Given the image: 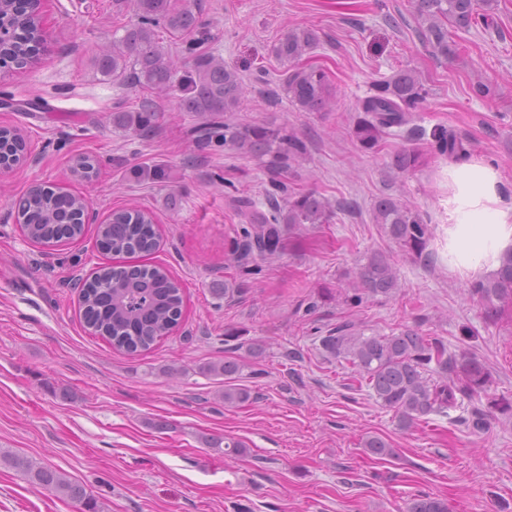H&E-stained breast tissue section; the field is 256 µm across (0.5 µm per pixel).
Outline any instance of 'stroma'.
<instances>
[{"mask_svg": "<svg viewBox=\"0 0 512 512\" xmlns=\"http://www.w3.org/2000/svg\"><path fill=\"white\" fill-rule=\"evenodd\" d=\"M212 49L235 67L244 95L232 124L283 128L306 145L287 173L224 146L200 152L188 139L193 113L177 97L157 100L154 135L143 139L112 123L138 109L149 90L121 85L96 68L101 46L135 20L131 0H41L39 63L1 70L0 93L43 100L42 112L0 107V127L25 138L23 165L0 169V450L64 472L105 512H406L414 495L448 502V512H512V305L488 313L472 278L448 268L439 181L447 157L431 132L442 127L471 142L473 154L512 183V0H498L486 22L452 33L458 51L436 56L417 31L413 0H198ZM311 28L319 44L304 65L324 69L336 90L329 110L301 112L284 91L286 67L272 48L292 28ZM415 70L428 91L414 121L391 129L381 151L361 150L356 108L376 81ZM417 166L390 176L395 153ZM97 161L79 180L73 157ZM162 164L154 182L137 168ZM280 180L353 204L331 223L282 235L276 256L227 267L244 223L229 188L257 207ZM54 185L85 197L99 218L136 205L154 213L161 234L148 264H161L184 292L179 327L145 353L116 351L84 329L75 275L110 263L94 231L48 249L16 222L15 202L30 187ZM390 196L417 207L432 237L429 262L402 252L372 221ZM386 255L400 295L344 300L369 257ZM231 296H223V285ZM353 322L365 335L412 329L443 342L457 363L473 359L491 375L486 391L457 393L456 408L400 429L358 381L354 368L320 338ZM234 360L245 403L225 406L223 376L211 362ZM482 426H475V419ZM378 436L392 457L370 454ZM246 450L227 455L211 440ZM0 512H77L69 499L32 484L0 461Z\"/></svg>", "mask_w": 512, "mask_h": 512, "instance_id": "1", "label": "stroma"}]
</instances>
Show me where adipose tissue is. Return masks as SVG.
Listing matches in <instances>:
<instances>
[{
    "instance_id": "adipose-tissue-1",
    "label": "adipose tissue",
    "mask_w": 512,
    "mask_h": 512,
    "mask_svg": "<svg viewBox=\"0 0 512 512\" xmlns=\"http://www.w3.org/2000/svg\"><path fill=\"white\" fill-rule=\"evenodd\" d=\"M443 175L450 269L463 275L496 270L512 251V189L495 166L478 157L448 162Z\"/></svg>"
}]
</instances>
